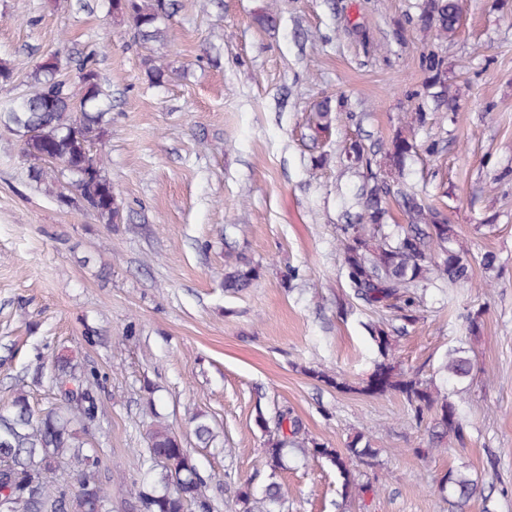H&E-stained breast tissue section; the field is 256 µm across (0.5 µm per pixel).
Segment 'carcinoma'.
<instances>
[{"instance_id":"1","label":"carcinoma","mask_w":512,"mask_h":512,"mask_svg":"<svg viewBox=\"0 0 512 512\" xmlns=\"http://www.w3.org/2000/svg\"><path fill=\"white\" fill-rule=\"evenodd\" d=\"M112 16L129 20L143 44L161 42L167 37L171 16L168 0H109ZM461 9L458 0H424L419 21L425 27L448 37L456 32ZM429 86L436 89L437 106L448 105V86L442 60L434 53L422 54ZM82 94L75 92L59 63L37 67L27 81L29 91L0 100V129L16 136L20 154L28 162L30 179L56 197L77 202L92 212L101 224H119L123 207L106 175L103 155L94 151L106 133L112 95L104 89L94 64L75 61ZM331 99L317 107L316 130L331 125ZM432 154L435 144L421 147L413 138L400 133L383 149V173L363 183L353 194L359 208L357 223L341 224L338 248L354 295L373 310L385 312L401 325L368 327L381 361L364 382L362 391L373 397L399 395L415 425L427 424L433 448L453 441L463 448L468 439L464 410L450 399L442 387L458 385L474 374L469 350L457 347L446 355L428 379L402 370L393 354L392 333L407 332L420 318V292L437 283L448 286L469 284L473 263L489 273L496 269L497 256L487 251L470 254L460 243L455 225L439 210L428 206L406 185V160L419 150ZM349 168L369 167L372 157L359 140L344 151ZM401 206L404 224L387 223L388 200ZM224 288L233 293L253 285L259 269L249 260L224 256ZM52 386L74 382L85 391L75 400L58 403L35 413L27 391L17 389L11 404L0 409V455L8 468L0 469V489L11 486L10 512H97L100 496L93 490L70 491L48 480V474L65 459L76 467L100 464L99 450L88 446L86 435L103 416L100 399L102 378L69 357L58 356L50 363ZM194 435L205 446L216 438L207 415L194 413ZM265 433L263 456L269 470L268 482L256 489L249 482L234 492L237 512H289L288 497L277 475L288 458L299 453L305 458L327 461L342 478L341 498L361 499L383 487V478L361 482L359 467L379 466V449L370 436L360 433L345 450L330 448L305 437L301 420L288 409L274 415V427L258 418ZM211 477L203 475L194 456L183 447L180 436L155 419L147 436V447L137 463V477L128 493L137 499L140 512H213L208 494ZM478 481L462 471H448L437 491L448 497V504L464 512L476 494Z\"/></svg>"}]
</instances>
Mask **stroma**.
<instances>
[{"label":"stroma","instance_id":"stroma-1","mask_svg":"<svg viewBox=\"0 0 512 512\" xmlns=\"http://www.w3.org/2000/svg\"><path fill=\"white\" fill-rule=\"evenodd\" d=\"M419 2L174 0L167 40L147 47L108 0H0V62L15 74L0 97L24 93L36 66L89 54L112 92L98 149L122 223L60 206L29 180L16 136L0 132V406L22 383L34 409L48 407L53 392L34 377L59 353L100 373L106 414L89 442L107 512H136L125 489L147 446L149 393L212 475L215 512H230L225 476L266 482L258 420L284 407L332 448L371 431L389 478L347 512H448L433 486L459 467L496 512H512V0H460L445 39L420 28ZM266 12L276 28L258 24ZM429 50L447 71L445 112L425 87ZM149 57L166 66L164 84L151 83ZM326 97L336 118L319 134ZM419 109L430 119L414 135L436 151L411 160L409 187L471 254L498 264L467 286L429 288L421 319L397 337L400 367L425 378L449 350L474 352L467 444L424 458L413 449L428 430L407 422L402 398L358 391L379 359L368 331L379 315L354 297L336 246L345 199L373 174L345 169L344 146L390 143ZM319 155L325 165L313 166ZM229 251L260 267L239 294L222 287ZM290 267L299 277L287 287ZM195 409L216 447H197ZM278 480L292 512H338L342 480L324 459L290 460Z\"/></svg>","mask_w":512,"mask_h":512}]
</instances>
